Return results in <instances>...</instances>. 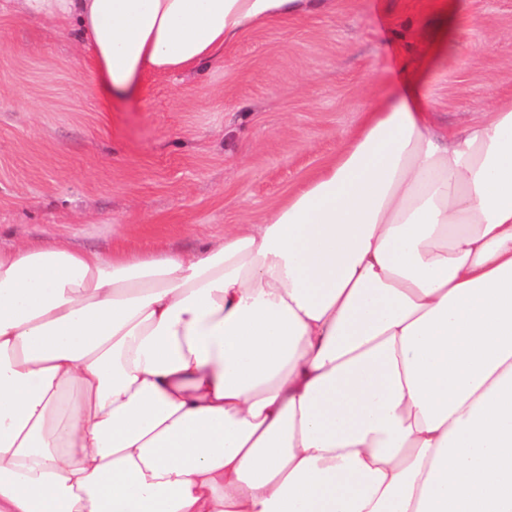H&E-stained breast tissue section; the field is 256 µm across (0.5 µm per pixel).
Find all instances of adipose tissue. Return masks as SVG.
<instances>
[{"instance_id":"adipose-tissue-1","label":"adipose tissue","mask_w":512,"mask_h":512,"mask_svg":"<svg viewBox=\"0 0 512 512\" xmlns=\"http://www.w3.org/2000/svg\"><path fill=\"white\" fill-rule=\"evenodd\" d=\"M113 94L324 0H16ZM0 512H512V95L363 112L184 254L0 249Z\"/></svg>"}]
</instances>
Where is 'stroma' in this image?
Listing matches in <instances>:
<instances>
[{
  "label": "stroma",
  "mask_w": 512,
  "mask_h": 512,
  "mask_svg": "<svg viewBox=\"0 0 512 512\" xmlns=\"http://www.w3.org/2000/svg\"><path fill=\"white\" fill-rule=\"evenodd\" d=\"M330 0L256 24L190 72L117 98L59 26L0 12V248L196 251L257 224L333 158L362 112L425 72L424 105L457 128L512 93V0Z\"/></svg>",
  "instance_id": "35a3bbf8"
}]
</instances>
